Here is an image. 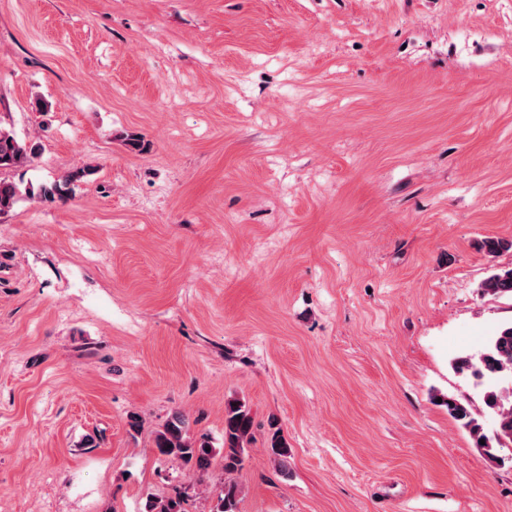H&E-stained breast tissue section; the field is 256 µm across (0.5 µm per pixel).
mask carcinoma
Wrapping results in <instances>:
<instances>
[{
  "label": "carcinoma",
  "instance_id": "carcinoma-1",
  "mask_svg": "<svg viewBox=\"0 0 512 512\" xmlns=\"http://www.w3.org/2000/svg\"><path fill=\"white\" fill-rule=\"evenodd\" d=\"M33 153V148L20 141L13 131L0 127V170L26 164ZM94 174L95 169L80 167L51 182L24 190L0 178V215L10 211L23 195L40 201H65L72 197L79 183ZM481 290L484 295L512 297V268L495 270L483 281ZM453 368L481 390L485 407L496 418V428L487 432L482 420L454 398L444 399L442 404L468 431L475 447L490 462L498 466L506 464V457L500 452L506 444L512 443V322L501 324L478 351L457 357ZM252 428L246 404L239 400L228 402L224 411V473L231 474L241 468L245 445L252 439ZM482 439L485 440L483 445L480 444ZM153 444L160 455L177 459L202 474L209 471L215 454L209 436L191 434L188 419L178 411L155 433ZM270 450L278 459L279 473L288 475V446L277 431L270 439ZM238 503L237 485L227 482L214 512H238ZM188 506L189 495L179 491L165 499L148 502L146 512H189Z\"/></svg>",
  "mask_w": 512,
  "mask_h": 512
}]
</instances>
